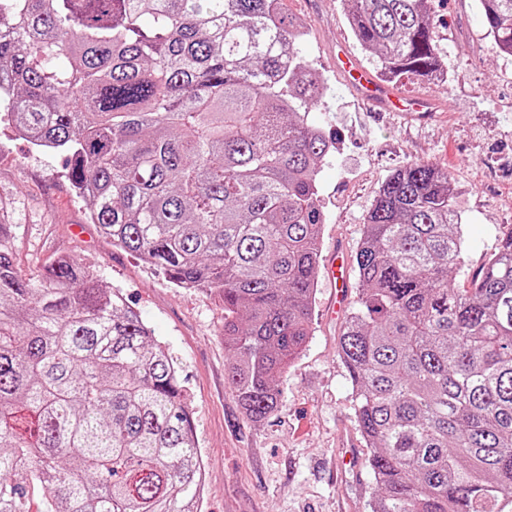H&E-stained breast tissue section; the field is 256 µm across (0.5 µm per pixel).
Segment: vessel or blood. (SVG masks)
<instances>
[{"label": "vessel or blood", "instance_id": "vessel-or-blood-1", "mask_svg": "<svg viewBox=\"0 0 512 512\" xmlns=\"http://www.w3.org/2000/svg\"><path fill=\"white\" fill-rule=\"evenodd\" d=\"M333 63L343 84L371 112H395L407 121L424 123L435 111L436 103L429 97L404 93L398 85L374 76L346 46H339L333 55ZM348 258L341 247H333L323 262V274L333 283L336 296L331 302V312H338L348 302L350 282Z\"/></svg>", "mask_w": 512, "mask_h": 512}]
</instances>
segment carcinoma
Masks as SVG:
<instances>
[{
    "label": "carcinoma",
    "mask_w": 512,
    "mask_h": 512,
    "mask_svg": "<svg viewBox=\"0 0 512 512\" xmlns=\"http://www.w3.org/2000/svg\"><path fill=\"white\" fill-rule=\"evenodd\" d=\"M389 77L440 70L430 0H348ZM512 54V0H480ZM280 0H0V92L112 245L224 300L225 372L245 417L311 335L332 140L325 94ZM450 172L380 186L337 337L379 492L371 512L512 506V233L473 278ZM0 197V512H196L200 451L172 357L69 258L28 276Z\"/></svg>",
    "instance_id": "obj_1"
}]
</instances>
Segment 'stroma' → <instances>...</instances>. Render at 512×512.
Wrapping results in <instances>:
<instances>
[{"label":"stroma","instance_id":"obj_1","mask_svg":"<svg viewBox=\"0 0 512 512\" xmlns=\"http://www.w3.org/2000/svg\"><path fill=\"white\" fill-rule=\"evenodd\" d=\"M432 8L448 80L397 79L402 89L439 103L438 119L418 129L366 112L343 88L331 60L337 41L377 65L356 43L344 0H282L283 11L304 23L301 52L327 87L307 117L335 143L318 174L321 250L340 242L355 254L382 182L407 163L429 161L456 182L465 253L455 284L464 288L512 232V56L500 55L487 38L479 0H432ZM63 165L0 122V195L13 203L16 261L30 275L61 257L93 265L103 284L140 312L172 356L192 412L205 465L201 512H369L376 483L356 427L351 379L337 353L341 321L322 314L330 285L316 284L312 335L278 380V411L251 423L225 380L221 297L176 287L114 247L90 223ZM343 433L354 439L361 463L341 478L331 466Z\"/></svg>","mask_w":512,"mask_h":512}]
</instances>
